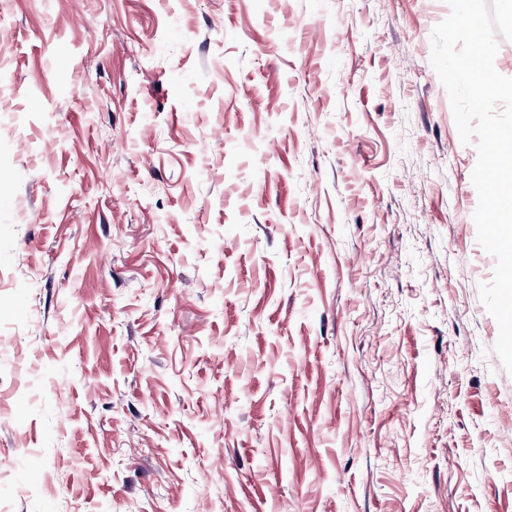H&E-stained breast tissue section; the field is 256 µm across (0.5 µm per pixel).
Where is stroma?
<instances>
[{"label":"stroma","mask_w":512,"mask_h":512,"mask_svg":"<svg viewBox=\"0 0 512 512\" xmlns=\"http://www.w3.org/2000/svg\"><path fill=\"white\" fill-rule=\"evenodd\" d=\"M446 0H0V512H512Z\"/></svg>","instance_id":"35a3bbf8"}]
</instances>
